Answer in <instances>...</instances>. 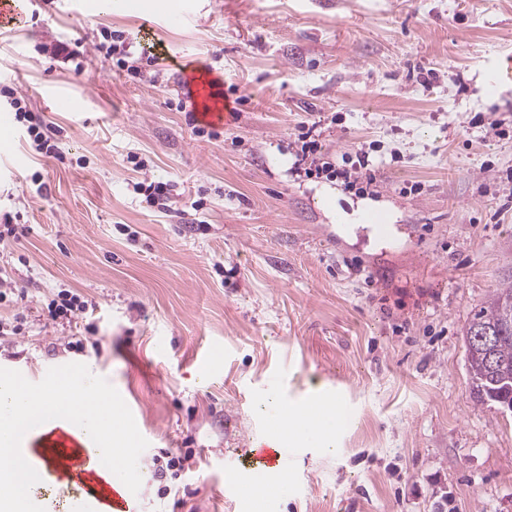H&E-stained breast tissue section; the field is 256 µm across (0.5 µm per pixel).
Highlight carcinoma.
<instances>
[{
  "label": "carcinoma",
  "mask_w": 512,
  "mask_h": 512,
  "mask_svg": "<svg viewBox=\"0 0 512 512\" xmlns=\"http://www.w3.org/2000/svg\"><path fill=\"white\" fill-rule=\"evenodd\" d=\"M471 393L480 402H512V277L494 289L463 327Z\"/></svg>",
  "instance_id": "1"
}]
</instances>
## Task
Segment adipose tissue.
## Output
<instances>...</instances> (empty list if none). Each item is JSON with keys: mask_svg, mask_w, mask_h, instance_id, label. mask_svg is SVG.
I'll return each mask as SVG.
<instances>
[{"mask_svg": "<svg viewBox=\"0 0 512 512\" xmlns=\"http://www.w3.org/2000/svg\"><path fill=\"white\" fill-rule=\"evenodd\" d=\"M18 398L15 387L0 386V457L14 460L9 480L0 485V512H33L34 492L42 481L21 451L29 447L35 435L66 424L79 431L82 438L92 439L106 432L115 405L111 395L90 380L80 385L71 398L59 399L37 392L27 398L22 408L17 405ZM37 404L46 408V415H26V406ZM270 407L288 412L285 438L301 444L315 443L322 448L337 447L338 430L344 420V411L338 403L323 402L314 414L299 405L281 407L276 401Z\"/></svg>", "mask_w": 512, "mask_h": 512, "instance_id": "obj_1", "label": "adipose tissue"}]
</instances>
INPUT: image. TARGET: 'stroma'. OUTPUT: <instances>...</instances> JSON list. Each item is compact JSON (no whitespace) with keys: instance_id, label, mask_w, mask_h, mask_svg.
Listing matches in <instances>:
<instances>
[{"instance_id":"35a3bbf8","label":"stroma","mask_w":512,"mask_h":512,"mask_svg":"<svg viewBox=\"0 0 512 512\" xmlns=\"http://www.w3.org/2000/svg\"><path fill=\"white\" fill-rule=\"evenodd\" d=\"M141 2L29 0L0 21V111L12 89L65 156L0 127V210L28 229L0 241V321L25 320L0 368L77 363L117 393L139 512H512V412L473 398L462 336L512 275V83L492 79L512 0ZM110 33L147 56L141 76L99 52ZM199 71L234 115L180 107ZM305 125L337 165L382 160L378 186L305 177ZM144 179L172 184V212L141 204ZM327 190L385 204L393 232L334 223ZM65 289L93 304L73 325L47 317ZM271 394L348 420L337 450L287 445L267 494L245 459L272 436ZM167 456L185 463L163 497Z\"/></svg>"}]
</instances>
